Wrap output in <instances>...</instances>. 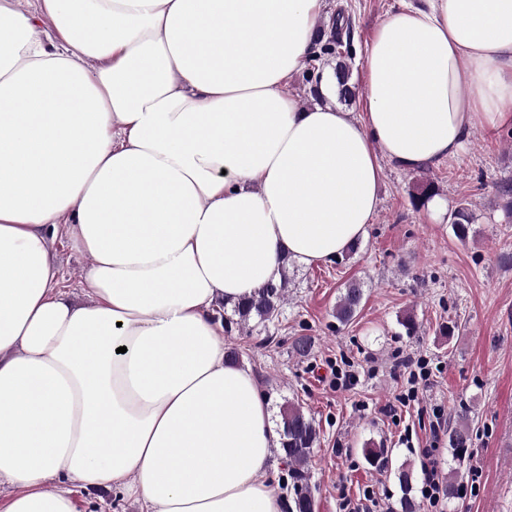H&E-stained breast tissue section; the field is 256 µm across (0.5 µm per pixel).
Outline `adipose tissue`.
Wrapping results in <instances>:
<instances>
[{
  "mask_svg": "<svg viewBox=\"0 0 512 512\" xmlns=\"http://www.w3.org/2000/svg\"><path fill=\"white\" fill-rule=\"evenodd\" d=\"M324 2L0 0V512H285L225 305L364 239L382 161L512 128V0H398L358 116L289 89ZM61 251L62 268L65 274L67 284L72 288L84 285V270L88 264V259L81 255L69 252L65 246H59Z\"/></svg>",
  "mask_w": 512,
  "mask_h": 512,
  "instance_id": "adipose-tissue-1",
  "label": "adipose tissue"
}]
</instances>
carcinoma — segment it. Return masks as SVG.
<instances>
[{
  "mask_svg": "<svg viewBox=\"0 0 512 512\" xmlns=\"http://www.w3.org/2000/svg\"><path fill=\"white\" fill-rule=\"evenodd\" d=\"M450 224L457 238L466 239L472 224L470 209L466 206L455 209L450 215ZM286 288H288V281L285 279L270 283L262 288L255 298L233 306L232 314L224 315V332H232L233 328L242 326L252 317L258 318L262 323L277 318L282 308ZM362 299V288L356 284L346 287L336 305V320L341 323L349 322L359 309ZM279 414L282 427L280 433L282 461L288 466V477L294 490V508L296 512H315L307 465L319 441V431L313 420L306 417L298 405L289 402L282 404ZM470 444V426L465 420V414L461 413L456 425L448 431V447L452 449L453 458L457 463L464 461ZM362 451L369 463L388 466L387 449L376 448L374 443L369 442ZM398 481L402 491L401 512H418L419 505L409 495L413 481L412 470L406 467L399 469Z\"/></svg>",
  "mask_w": 512,
  "mask_h": 512,
  "instance_id": "carcinoma-1",
  "label": "carcinoma"
}]
</instances>
